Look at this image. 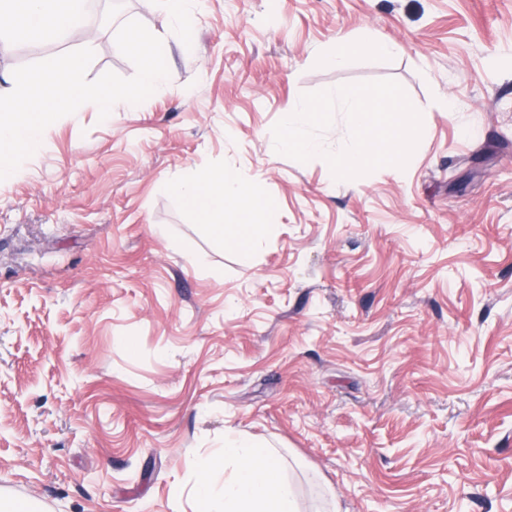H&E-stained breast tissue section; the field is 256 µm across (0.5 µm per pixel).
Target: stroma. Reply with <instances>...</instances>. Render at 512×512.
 Listing matches in <instances>:
<instances>
[{"label": "stroma", "mask_w": 512, "mask_h": 512, "mask_svg": "<svg viewBox=\"0 0 512 512\" xmlns=\"http://www.w3.org/2000/svg\"><path fill=\"white\" fill-rule=\"evenodd\" d=\"M131 19L167 84L60 118L0 181V492L195 512L232 429L290 463L300 512H512V0H200L187 36L86 0L65 42L0 43V77L88 43V79L132 77ZM366 30L397 52L314 63ZM380 79L422 115L405 168L272 151L288 102ZM221 170L277 209L247 265L167 188Z\"/></svg>", "instance_id": "stroma-1"}]
</instances>
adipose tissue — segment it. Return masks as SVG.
<instances>
[{
  "label": "adipose tissue",
  "mask_w": 512,
  "mask_h": 512,
  "mask_svg": "<svg viewBox=\"0 0 512 512\" xmlns=\"http://www.w3.org/2000/svg\"><path fill=\"white\" fill-rule=\"evenodd\" d=\"M85 0H0V39L18 34L60 42L82 25ZM169 189L207 224L217 239L234 240L243 262L275 213L259 178L199 174ZM224 482L215 465L199 466L200 512H295L296 492L275 449L233 430L224 434Z\"/></svg>",
  "instance_id": "obj_1"
}]
</instances>
